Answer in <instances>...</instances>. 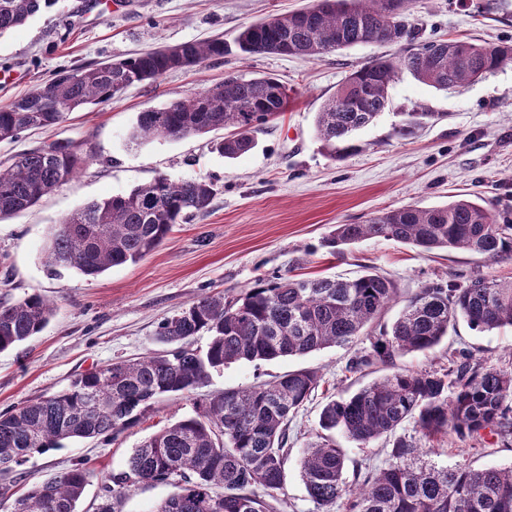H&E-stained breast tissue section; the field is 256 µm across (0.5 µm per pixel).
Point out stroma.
<instances>
[{
  "label": "stroma",
  "instance_id": "35a3bbf8",
  "mask_svg": "<svg viewBox=\"0 0 512 512\" xmlns=\"http://www.w3.org/2000/svg\"><path fill=\"white\" fill-rule=\"evenodd\" d=\"M312 0H55L24 25L0 35V105L45 85L64 68L127 58L160 45L223 38L273 14H288ZM409 20L418 41L456 37L512 44V0H413ZM393 45L362 44L308 59L291 55H242L171 71L134 84L111 100L70 113L47 129L0 141V164L54 142H75L95 155L91 165L35 205L0 219V299L38 293L53 301L47 327L20 346L0 352V411L66 387L77 374L157 350L160 322L197 298L239 294L257 279L279 275L353 279L374 270L391 278L405 299L432 283L466 284L471 276L512 280V259L490 260L459 251L427 253L386 239H368L334 253L324 238L334 225L354 224L383 209L447 204L476 194L486 207L512 219V64L460 91H439L409 72L390 88V103L356 135L358 149L331 160L315 129L317 112L357 65ZM270 75L294 94L286 112L257 132V145L227 159L215 144L219 129L181 140L131 143L138 115L223 81L226 73ZM423 112L415 134L394 129L403 113ZM209 178L216 195L206 212L175 225L142 261L97 277L73 269L51 275L45 248L51 230L69 213L148 183L157 175ZM366 339L305 356L239 361L212 373L205 393L254 385L298 369H314L319 388L288 425V444L301 452L318 426L331 394L349 396L382 377L344 372ZM469 351L500 367H512V329L449 327L437 347L397 359L400 368H440L453 351ZM189 400L164 397L141 423L115 440L70 439L35 454L16 476L0 477V502L70 465L86 461L98 478L87 486L79 512H93L100 479L124 468L145 438L189 415ZM441 466L484 468L512 464V442L486 433L431 438Z\"/></svg>",
  "mask_w": 512,
  "mask_h": 512
}]
</instances>
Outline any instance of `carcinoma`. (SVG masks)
I'll list each match as a JSON object with an SVG mask.
<instances>
[{
    "instance_id": "cac0c4a2",
    "label": "carcinoma",
    "mask_w": 512,
    "mask_h": 512,
    "mask_svg": "<svg viewBox=\"0 0 512 512\" xmlns=\"http://www.w3.org/2000/svg\"><path fill=\"white\" fill-rule=\"evenodd\" d=\"M410 2L313 0L308 15H270L242 29L235 43L244 55L309 58L367 43L399 47L395 55L356 66L317 114L323 149L329 158L341 160L358 149L355 134L386 108L401 71L448 91L512 63V44L507 43L448 38L414 45L403 27ZM51 5L52 0H0V35ZM227 53L224 39L215 38L62 70L45 86L0 106V140L55 126L68 113L107 102L133 84ZM288 103V90L277 79L229 73L220 84L139 113L130 139L179 140L232 127L234 133L216 143L215 150L234 159L255 147L254 133L286 111ZM404 116L395 129L400 137L410 135L425 113ZM90 162L73 142L19 154L0 167V217L34 205ZM214 196V185L205 178L159 175L125 194L89 203L52 230L48 267L95 277L137 263L162 244L173 225L205 211ZM373 238L424 252L446 249L512 259V222L470 198L436 207L408 205L359 224H336L324 246L336 250ZM397 294L394 281L371 272L353 280L280 275L259 279L237 296H201L160 323L157 340L164 349L97 367L62 390L1 412L0 473L62 440L111 441L136 426L155 400L193 398L211 372L230 363L345 346L363 336ZM53 314L52 303L38 293L0 302V352L40 333ZM460 318L482 332L512 327V281L474 277L463 287L434 283L421 288L390 325L369 337V350L347 359L344 371L349 374L378 365L394 371L348 398L332 395L322 407L319 430L297 460L316 512H330L341 500L345 512H512V465L439 467L429 460L432 449L397 434L411 421L425 439L438 434L476 438L484 431L512 438V370L465 351L452 355L446 368H395L397 358L438 346ZM202 333L209 336L206 348L192 347ZM320 382L318 371L299 369L257 386L193 398L192 414L144 440L122 470L101 478L96 512H121L141 483L174 488L156 512H277L291 453L288 422ZM336 431L361 446L391 439L388 459L378 467L348 466L345 450L333 437ZM96 478L77 460L16 497L7 512H78L77 504Z\"/></svg>"
}]
</instances>
